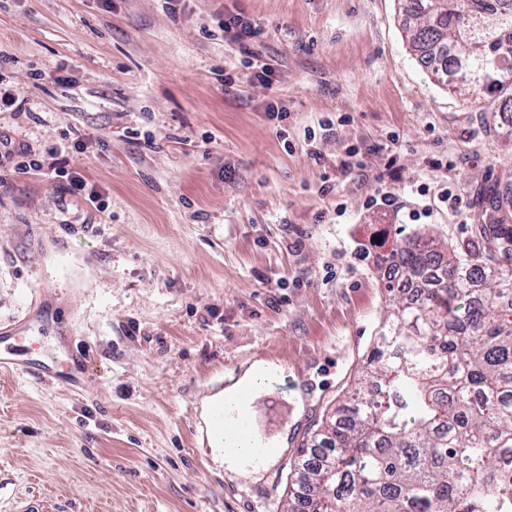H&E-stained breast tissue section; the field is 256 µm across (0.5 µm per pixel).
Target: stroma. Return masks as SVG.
Returning a JSON list of instances; mask_svg holds the SVG:
<instances>
[{
  "mask_svg": "<svg viewBox=\"0 0 512 512\" xmlns=\"http://www.w3.org/2000/svg\"><path fill=\"white\" fill-rule=\"evenodd\" d=\"M217 12L260 22L269 82L205 35ZM404 24L399 0H0V87L26 98L0 112V330L34 317L26 346L57 371L0 370V512H281L390 307L381 255L471 236L492 191L512 223V135L437 86ZM25 145L103 210L16 173ZM354 146L365 167L342 171ZM381 190L400 209L367 207ZM252 378L263 444L237 461L209 403ZM57 152L58 149H49L47 151V155L51 162L48 163L47 169L54 171L56 173V170H58V177H61L64 180L63 183V193L69 194V195H78L84 197L93 207H95L96 210L102 209L101 204V195L98 193L96 188L94 186H91L85 179L77 172H69L68 170H62L60 171L59 168H57ZM48 158H44V160H22L19 161L15 168L18 171H21L22 173H27L31 169L32 170H42L45 167L44 162L46 160H49Z\"/></svg>",
  "mask_w": 512,
  "mask_h": 512,
  "instance_id": "stroma-1",
  "label": "stroma"
}]
</instances>
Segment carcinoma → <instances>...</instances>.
Segmentation results:
<instances>
[{"instance_id":"obj_1","label":"carcinoma","mask_w":512,"mask_h":512,"mask_svg":"<svg viewBox=\"0 0 512 512\" xmlns=\"http://www.w3.org/2000/svg\"><path fill=\"white\" fill-rule=\"evenodd\" d=\"M409 45L512 109V0H410ZM383 255L397 299L353 392L289 462L284 512H500L512 502V224Z\"/></svg>"}]
</instances>
